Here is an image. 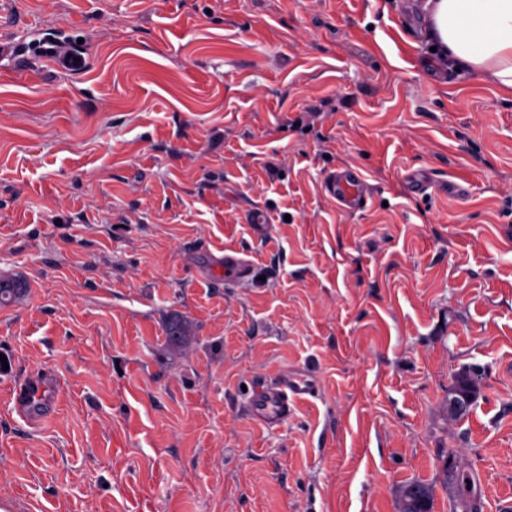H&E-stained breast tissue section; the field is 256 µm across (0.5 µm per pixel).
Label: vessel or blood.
<instances>
[{
  "label": "vessel or blood",
  "instance_id": "vessel-or-blood-1",
  "mask_svg": "<svg viewBox=\"0 0 512 512\" xmlns=\"http://www.w3.org/2000/svg\"><path fill=\"white\" fill-rule=\"evenodd\" d=\"M363 174L354 168L343 167L333 172L325 183L327 194L337 204L350 211H358L367 198ZM251 265L239 253L221 251L212 255L209 273L228 279H240L250 271ZM317 384L300 371L282 372L272 381L257 386L250 397L248 412L256 422L272 427L287 420L299 403L315 394ZM12 396L18 415L35 419L37 409L51 403V381L47 378H29L17 384Z\"/></svg>",
  "mask_w": 512,
  "mask_h": 512
}]
</instances>
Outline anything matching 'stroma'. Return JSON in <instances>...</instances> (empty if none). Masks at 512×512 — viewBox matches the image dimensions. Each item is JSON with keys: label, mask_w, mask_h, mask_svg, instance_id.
Segmentation results:
<instances>
[{"label": "stroma", "mask_w": 512, "mask_h": 512, "mask_svg": "<svg viewBox=\"0 0 512 512\" xmlns=\"http://www.w3.org/2000/svg\"><path fill=\"white\" fill-rule=\"evenodd\" d=\"M423 0H19L85 67L0 73V512H399L455 450L512 512V96ZM366 176L364 210L326 176ZM251 262L203 277L206 250ZM186 322L177 345L171 314ZM484 371L467 417L448 386ZM318 390L247 413L281 368ZM50 374L45 420L15 383Z\"/></svg>", "instance_id": "obj_1"}]
</instances>
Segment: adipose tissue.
Listing matches in <instances>:
<instances>
[{
	"instance_id": "adipose-tissue-1",
	"label": "adipose tissue",
	"mask_w": 512,
	"mask_h": 512,
	"mask_svg": "<svg viewBox=\"0 0 512 512\" xmlns=\"http://www.w3.org/2000/svg\"><path fill=\"white\" fill-rule=\"evenodd\" d=\"M427 40L450 68L512 92V0H427Z\"/></svg>"
}]
</instances>
